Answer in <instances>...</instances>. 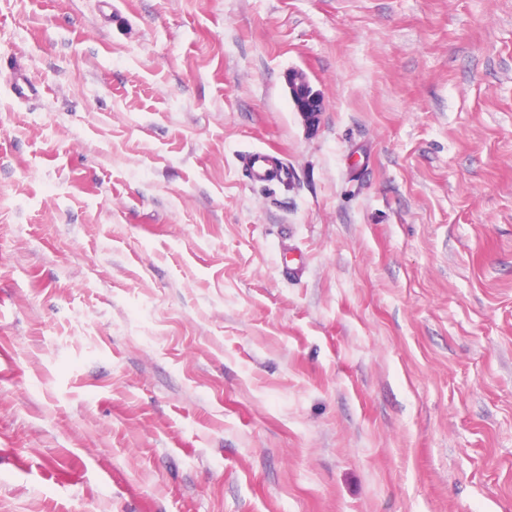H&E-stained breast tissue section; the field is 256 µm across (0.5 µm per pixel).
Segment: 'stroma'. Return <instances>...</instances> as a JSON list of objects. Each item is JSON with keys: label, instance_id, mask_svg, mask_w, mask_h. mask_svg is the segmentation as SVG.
Here are the masks:
<instances>
[{"label": "stroma", "instance_id": "stroma-1", "mask_svg": "<svg viewBox=\"0 0 512 512\" xmlns=\"http://www.w3.org/2000/svg\"><path fill=\"white\" fill-rule=\"evenodd\" d=\"M0 512H512V0H0ZM288 89L295 111L309 122V126H315L325 109L322 95L312 88L307 75L301 70L288 73ZM272 155L266 152L249 153L244 166L250 179L257 182L281 181L286 176L285 169Z\"/></svg>", "mask_w": 512, "mask_h": 512}]
</instances>
